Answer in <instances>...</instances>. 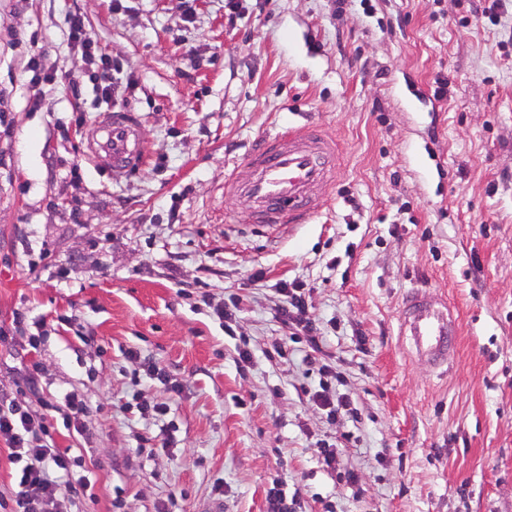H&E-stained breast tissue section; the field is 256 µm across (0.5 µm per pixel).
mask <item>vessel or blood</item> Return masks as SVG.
<instances>
[{
  "instance_id": "1",
  "label": "vessel or blood",
  "mask_w": 512,
  "mask_h": 512,
  "mask_svg": "<svg viewBox=\"0 0 512 512\" xmlns=\"http://www.w3.org/2000/svg\"><path fill=\"white\" fill-rule=\"evenodd\" d=\"M141 119L133 112H114L97 123L94 155L104 157L112 175L138 169L146 155ZM336 165V142L321 128L307 125L269 136L259 151L248 155L224 190L246 203L257 224H302L316 207L317 190L331 180ZM399 334L412 353L438 374H446L454 358L460 326L445 303L428 294L408 296L401 310Z\"/></svg>"
}]
</instances>
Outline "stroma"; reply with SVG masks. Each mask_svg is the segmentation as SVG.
Wrapping results in <instances>:
<instances>
[{"instance_id":"35a3bbf8","label":"stroma","mask_w":512,"mask_h":512,"mask_svg":"<svg viewBox=\"0 0 512 512\" xmlns=\"http://www.w3.org/2000/svg\"><path fill=\"white\" fill-rule=\"evenodd\" d=\"M472 7L0 0V391L39 414L90 404L87 435L52 420L91 482L69 512H264L278 481L293 512H512V0L495 21ZM72 12L115 110L142 117L131 174L87 156L100 79L68 47ZM35 55L55 74L37 100ZM309 123L336 141L323 200L305 224L251 223L225 177ZM282 280L356 419L308 400L319 375L276 317ZM414 289L459 314L448 375L396 334ZM321 440L355 483L321 468Z\"/></svg>"}]
</instances>
